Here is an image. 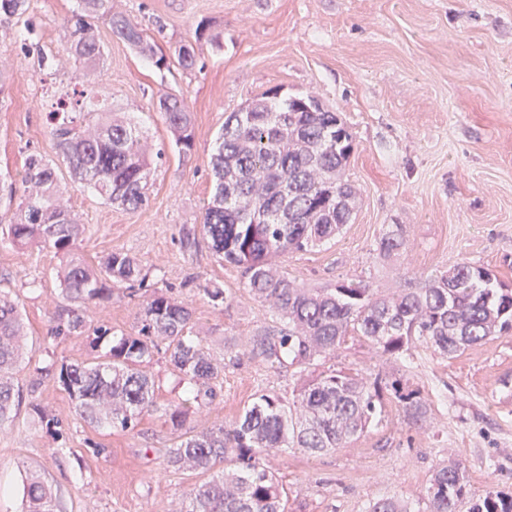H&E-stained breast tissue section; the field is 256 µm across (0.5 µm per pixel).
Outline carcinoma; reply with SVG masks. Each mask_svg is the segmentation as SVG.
Returning a JSON list of instances; mask_svg holds the SVG:
<instances>
[{"label": "carcinoma", "instance_id": "cac0c4a2", "mask_svg": "<svg viewBox=\"0 0 512 512\" xmlns=\"http://www.w3.org/2000/svg\"><path fill=\"white\" fill-rule=\"evenodd\" d=\"M27 0H0V19L26 11ZM109 20L112 31L140 53L155 57L139 24L112 14L111 0H79L71 19L68 56L86 75L101 69L103 51L90 18ZM156 108L175 144L191 147V116L177 96L159 98ZM97 118L100 132L85 135ZM59 156L83 186L107 203L138 209L148 202L146 186L154 158L142 149L141 128L112 118V108L92 91L59 98L48 113ZM353 150L352 135L335 112L312 97L281 100L272 91L231 113L211 157L212 196L204 208L202 235L221 261L242 269L245 286L274 310L279 324L243 340L235 358L273 369L294 368L301 380L293 397L261 390L230 428L215 424L201 431L192 416L221 396L224 358L194 335L190 305L157 288L151 272L121 251L91 264L75 255L84 233L55 199V163L32 155L21 183L37 188L19 204L11 224L0 225V242L16 248L37 244L67 258L58 278L63 305L50 335L89 339L92 358L61 364L59 379L75 400V414L97 429L132 433L146 414L158 413L177 434L164 461L175 471L205 476L175 512H287L282 483L263 464L274 453L298 450L317 455L342 447L363 432L381 411L384 391L408 417L425 421L427 406L418 391L332 370L313 368L334 355L346 339L358 336L372 353L405 361L420 343L450 357L492 337L512 331V288H505L484 267L462 261L427 277L418 288L381 294L362 282L333 288H298L280 271L276 259L305 251L336 237L350 223L355 192L343 180ZM401 225L383 234L378 255L389 258L405 249ZM142 298L138 330L111 335L91 326L83 315L89 305L112 298L108 284ZM112 342L98 350L101 341ZM162 354L190 388L179 402L157 401L146 371ZM24 323L18 305L0 294V427L16 416L20 392L16 374L25 359ZM25 512H55L57 498L39 473L24 478ZM429 512H512V494H470L460 460L438 464L427 491ZM368 512H406L388 496L370 503Z\"/></svg>", "mask_w": 512, "mask_h": 512}]
</instances>
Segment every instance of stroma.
Here are the masks:
<instances>
[{"instance_id": "obj_1", "label": "stroma", "mask_w": 512, "mask_h": 512, "mask_svg": "<svg viewBox=\"0 0 512 512\" xmlns=\"http://www.w3.org/2000/svg\"><path fill=\"white\" fill-rule=\"evenodd\" d=\"M76 7V0H31L20 21L0 23V179H17L32 154L56 161L58 195L85 226L79 253L93 260L123 251L144 269H162L159 288L191 304L195 331L215 355L230 358L272 317L249 295L240 269L218 262L207 243L184 247L182 237L202 229L225 119L271 90L314 96L353 136L344 173L358 192L351 222L335 241L277 260L298 287L361 280L390 293L467 261L512 288V0H112L113 13L139 23L167 58L156 68L96 19L104 50L98 89L166 153L151 170L147 206L137 210L103 202L58 161L47 114L86 82L64 50ZM26 32L50 64L27 53ZM187 42L196 51L190 69L174 53ZM165 94L188 106L190 149L173 146L154 108ZM395 224L407 248L380 258L376 243ZM58 269L52 250L0 244V289L18 297L33 355L17 374L16 417L0 429V512H21L28 469L52 486L60 512H175L202 478L163 466L174 443L169 425L147 415L131 433L94 430L76 417L58 380L55 365L91 355L82 338L48 334L60 302ZM207 282L229 301L202 299L198 287ZM139 310L120 296L87 315L132 333ZM324 366L402 379L419 391L428 415L411 423L388 399L378 422L334 452L267 456L265 466L288 490L289 512H367L381 496L427 512L429 480L448 459L463 461L476 493H512V332L451 358L420 346L406 367L350 338ZM223 386L197 428L232 423L256 392L289 395L297 380L290 368L229 362ZM39 406L61 421L59 436L46 432ZM97 443L107 454H95Z\"/></svg>"}]
</instances>
